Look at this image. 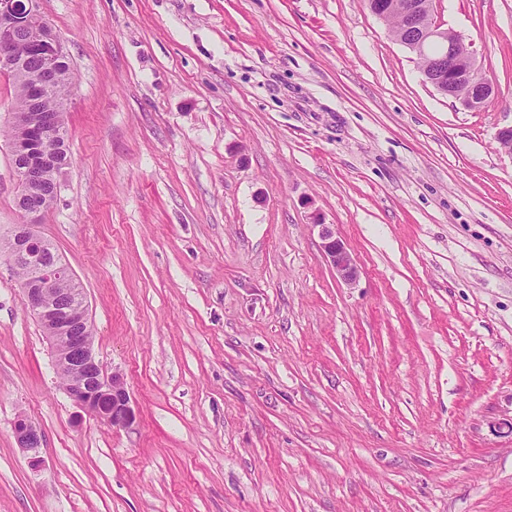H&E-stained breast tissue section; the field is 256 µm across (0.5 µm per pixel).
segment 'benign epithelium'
<instances>
[{
    "label": "benign epithelium",
    "instance_id": "obj_1",
    "mask_svg": "<svg viewBox=\"0 0 512 512\" xmlns=\"http://www.w3.org/2000/svg\"><path fill=\"white\" fill-rule=\"evenodd\" d=\"M37 4L38 0H0V61L15 70L19 60L13 51L14 33L39 16ZM394 10L413 35L402 38L394 32L392 36L416 55L425 81L466 110L484 108L495 90L489 81L477 78L472 66L471 44L434 21L430 5L422 8L415 0H394ZM431 41L443 45L442 54H428L426 45ZM33 42L43 51V72L28 86L25 110L12 113L14 133L9 140L16 173V200L23 220L13 225L9 235L0 240V252L9 257L14 269L25 271L20 279L24 304L50 344L53 368L74 406L111 427H127L135 419L130 396L121 374L108 371L96 357L84 288L65 261L47 260L48 241L34 230L43 213L54 205V197L42 190L44 174L67 168L59 147L62 108L44 109L57 65L67 56L48 22L34 28ZM319 235L329 266L342 282L354 284L358 277L357 262L342 239L328 224L320 225ZM62 281L69 284L70 300L50 302V296ZM14 433L19 447L32 455V464L40 465L43 433L23 414L16 417Z\"/></svg>",
    "mask_w": 512,
    "mask_h": 512
}]
</instances>
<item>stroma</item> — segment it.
I'll return each instance as SVG.
<instances>
[{"label": "stroma", "mask_w": 512, "mask_h": 512, "mask_svg": "<svg viewBox=\"0 0 512 512\" xmlns=\"http://www.w3.org/2000/svg\"><path fill=\"white\" fill-rule=\"evenodd\" d=\"M40 2L72 162L38 230L136 419L77 418L0 264V512H512V0H434L478 112L366 0ZM318 227H320L321 247L327 263L336 271V275L342 282L346 285L354 284L358 277L355 258L329 224H319ZM14 433L19 447L31 453L32 464L39 466L42 461L39 450L44 445L43 433L23 414L16 417Z\"/></svg>", "instance_id": "1"}]
</instances>
